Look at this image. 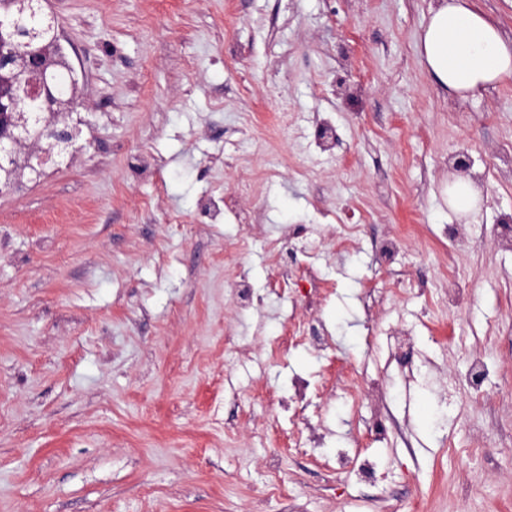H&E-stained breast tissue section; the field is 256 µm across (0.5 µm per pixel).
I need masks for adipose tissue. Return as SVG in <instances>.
<instances>
[{"label":"adipose tissue","instance_id":"adipose-tissue-1","mask_svg":"<svg viewBox=\"0 0 512 512\" xmlns=\"http://www.w3.org/2000/svg\"><path fill=\"white\" fill-rule=\"evenodd\" d=\"M418 51L436 85L464 98L512 78V43L469 0H437Z\"/></svg>","mask_w":512,"mask_h":512}]
</instances>
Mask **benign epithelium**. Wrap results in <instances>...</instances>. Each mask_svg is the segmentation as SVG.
Listing matches in <instances>:
<instances>
[{
    "instance_id": "7a95c632",
    "label": "benign epithelium",
    "mask_w": 512,
    "mask_h": 512,
    "mask_svg": "<svg viewBox=\"0 0 512 512\" xmlns=\"http://www.w3.org/2000/svg\"><path fill=\"white\" fill-rule=\"evenodd\" d=\"M12 36L10 15L0 14V145L16 152L22 151L28 157L37 156L43 150L40 143L28 144L18 135L20 104L24 98L46 103L49 112L47 136L57 144L73 145L72 132L69 126L64 124V116L68 111L53 108V93L45 80V76L52 67V55L60 51L59 34L53 35L46 50H3V46L8 44V39ZM17 67L28 72L32 77V81L22 91L13 83V73Z\"/></svg>"
}]
</instances>
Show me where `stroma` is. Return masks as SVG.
<instances>
[{"instance_id":"1","label":"stroma","mask_w":512,"mask_h":512,"mask_svg":"<svg viewBox=\"0 0 512 512\" xmlns=\"http://www.w3.org/2000/svg\"><path fill=\"white\" fill-rule=\"evenodd\" d=\"M429 4L42 0L85 104L0 193V512H512V79L438 88ZM448 204L460 212L472 210L479 202V193L467 179L458 177L448 183Z\"/></svg>"}]
</instances>
